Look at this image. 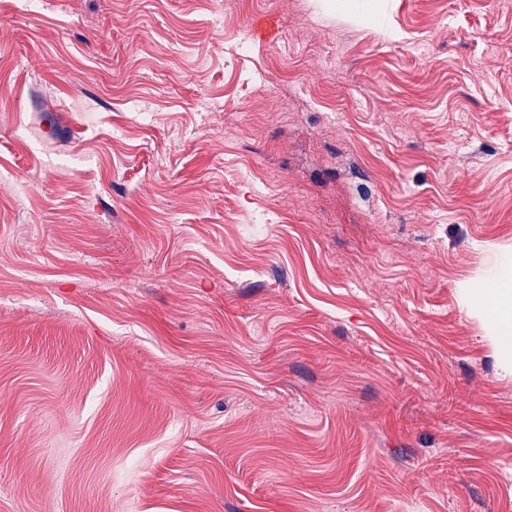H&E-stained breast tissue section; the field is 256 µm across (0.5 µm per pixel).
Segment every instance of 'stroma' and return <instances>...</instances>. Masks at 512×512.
<instances>
[{"mask_svg":"<svg viewBox=\"0 0 512 512\" xmlns=\"http://www.w3.org/2000/svg\"><path fill=\"white\" fill-rule=\"evenodd\" d=\"M506 251L512 0H0V512H512ZM281 23L272 17H258L251 28V36L261 43H271L278 39ZM465 305L484 322L493 337L506 371L512 370V257L499 264L495 279L485 287L480 279L463 292Z\"/></svg>","mask_w":512,"mask_h":512,"instance_id":"obj_1","label":"stroma"}]
</instances>
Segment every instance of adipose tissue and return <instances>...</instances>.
Masks as SVG:
<instances>
[{
  "mask_svg": "<svg viewBox=\"0 0 512 512\" xmlns=\"http://www.w3.org/2000/svg\"><path fill=\"white\" fill-rule=\"evenodd\" d=\"M467 308L484 322L506 370H512V257L499 264L491 283H471L463 292Z\"/></svg>",
  "mask_w": 512,
  "mask_h": 512,
  "instance_id": "adipose-tissue-1",
  "label": "adipose tissue"
}]
</instances>
